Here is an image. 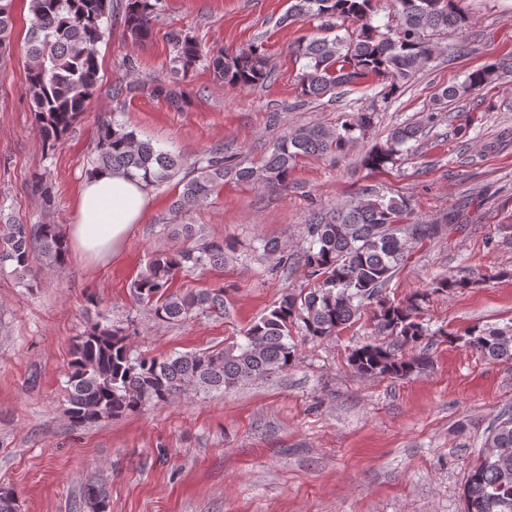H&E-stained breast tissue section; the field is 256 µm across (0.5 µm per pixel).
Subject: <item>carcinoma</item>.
I'll list each match as a JSON object with an SVG mask.
<instances>
[{
    "mask_svg": "<svg viewBox=\"0 0 512 512\" xmlns=\"http://www.w3.org/2000/svg\"><path fill=\"white\" fill-rule=\"evenodd\" d=\"M0 0V51L11 43L13 14ZM398 22L395 27L374 24L375 0H290L282 22L305 18L320 21V27L337 30L352 22L356 27L333 39L313 38L297 44L296 53L307 60L301 94L323 97L340 87L374 75L386 82L392 96L428 63L438 50L435 33L462 29L470 19L460 0H392ZM127 36L144 44L153 34L156 18L151 0H125L121 4ZM30 28L25 47L28 93L37 125L47 150H54L82 116L98 81L100 65L96 44L104 20L112 17L114 0H30ZM174 55L171 69L186 74L200 61L196 40L178 32L171 34ZM215 78L232 88H251L264 83L270 67L262 47L209 56ZM512 73V60L478 69L465 80L447 88L445 99H461ZM374 112H359L341 126L328 130L302 125L281 137L259 166H245L224 155L217 147L197 162V174L183 176L173 207L184 211L209 198L214 189L231 179L260 182L270 190L288 184L295 160L300 156L339 155L364 137L373 125ZM429 113L415 124L394 127L386 142L362 157L370 170L385 169L397 162L403 147L419 141L426 126L434 122ZM183 159L143 140L120 124H103L97 152L88 172L110 170L139 178L147 187L168 182L183 169ZM463 229L460 214L450 211L431 220L411 216L404 200L387 199L369 188L354 202L332 210L305 225L307 247L303 262L314 279L308 291L287 292L272 309L253 321L234 342L212 353L189 352L166 358L133 355L124 331L96 321L77 337L67 366L65 413L75 427H86L147 408L170 404L189 391L224 393L250 381L267 378L296 360L288 342L292 328L316 340L329 339L369 310L378 336L392 338L399 347L417 352L398 354L385 342H368L353 349L351 365L369 377L404 378L425 369L429 350L422 346L429 330L419 320L426 300L423 293L402 302L383 292L415 252L434 243L445 233ZM186 246L173 252H157L131 285L134 298L159 322L185 321L224 310L222 288L170 291L174 275L224 264V253L233 249L222 239L197 240L193 225H182ZM260 250L279 263H288L284 247L264 240ZM42 267L59 273L68 260L66 234L58 224L30 227L8 217L0 220V268L10 264L23 279L29 275L33 253ZM464 346L484 358L512 363V325H473L459 337ZM485 450L473 465L464 487L465 512H512V414L491 425ZM105 486L93 483L75 504V512H108Z\"/></svg>",
    "mask_w": 512,
    "mask_h": 512,
    "instance_id": "1",
    "label": "carcinoma"
}]
</instances>
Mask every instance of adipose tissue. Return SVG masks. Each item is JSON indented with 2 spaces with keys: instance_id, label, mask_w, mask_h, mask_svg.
<instances>
[{
  "instance_id": "ef3b65f1",
  "label": "adipose tissue",
  "mask_w": 512,
  "mask_h": 512,
  "mask_svg": "<svg viewBox=\"0 0 512 512\" xmlns=\"http://www.w3.org/2000/svg\"><path fill=\"white\" fill-rule=\"evenodd\" d=\"M141 182L103 170L86 177L70 227L73 250L94 260L118 255L134 224L149 208Z\"/></svg>"
}]
</instances>
